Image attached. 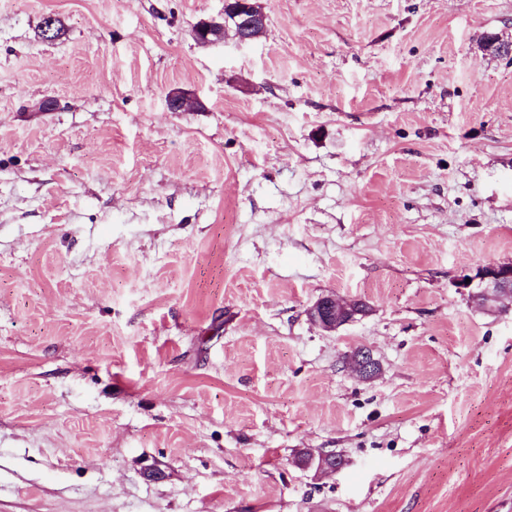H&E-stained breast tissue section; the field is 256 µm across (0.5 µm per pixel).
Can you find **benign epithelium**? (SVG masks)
<instances>
[{"label": "benign epithelium", "mask_w": 512, "mask_h": 512, "mask_svg": "<svg viewBox=\"0 0 512 512\" xmlns=\"http://www.w3.org/2000/svg\"><path fill=\"white\" fill-rule=\"evenodd\" d=\"M267 13L259 0H224L222 20L199 21L192 27L196 40L208 43L211 37L224 38L232 29L236 38L247 43L263 36L267 27ZM485 50L501 57H512V42L489 36ZM201 101L194 94L176 88L168 92L166 106L170 112H189ZM457 288L469 291L472 300L488 312L499 311L504 299L512 296V265L489 263L479 267L470 278H461ZM308 320L326 332H334L359 315L358 300L329 294L320 297L306 309ZM345 365L359 379L369 381L381 372L379 361L371 350L358 348L347 355Z\"/></svg>", "instance_id": "7a95c632"}]
</instances>
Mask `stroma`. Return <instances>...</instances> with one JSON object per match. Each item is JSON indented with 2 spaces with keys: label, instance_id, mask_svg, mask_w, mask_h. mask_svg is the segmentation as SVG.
Listing matches in <instances>:
<instances>
[{
  "label": "stroma",
  "instance_id": "obj_1",
  "mask_svg": "<svg viewBox=\"0 0 512 512\" xmlns=\"http://www.w3.org/2000/svg\"><path fill=\"white\" fill-rule=\"evenodd\" d=\"M261 3L0 0V512H512V0ZM222 21L212 19L199 21L192 32L199 43H208L211 36L224 38L228 29L234 30L236 38L247 43L263 36L267 27V13L258 0H224ZM196 104L201 106L199 98L180 88L172 89L166 96V106L171 112H189L194 109ZM466 278L470 283H466ZM461 291H469L472 300L487 312H499L500 304L512 296V265L489 263L479 267L472 276H463L457 282ZM471 288H476L471 290ZM359 300L329 294L320 297L306 310L308 320L326 332H334L359 315ZM345 365L363 381L372 380L381 372L379 361L367 348H358L349 353L345 358Z\"/></svg>",
  "mask_w": 512,
  "mask_h": 512
}]
</instances>
